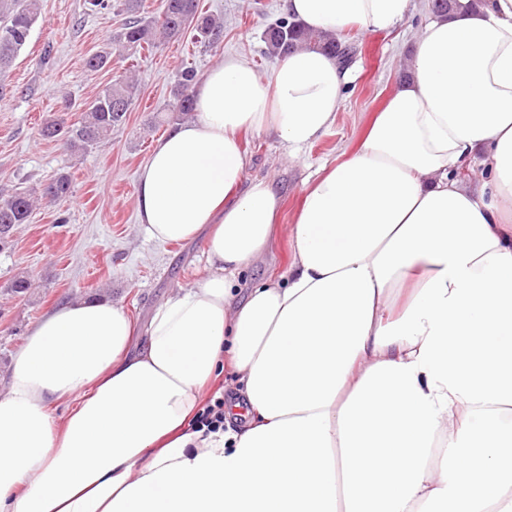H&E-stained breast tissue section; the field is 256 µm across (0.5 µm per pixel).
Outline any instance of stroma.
I'll use <instances>...</instances> for the list:
<instances>
[{
  "instance_id": "35a3bbf8",
  "label": "stroma",
  "mask_w": 512,
  "mask_h": 512,
  "mask_svg": "<svg viewBox=\"0 0 512 512\" xmlns=\"http://www.w3.org/2000/svg\"><path fill=\"white\" fill-rule=\"evenodd\" d=\"M199 9L223 18L218 43L200 45L188 31L158 49L115 58L111 70L93 73L85 62L119 29L116 9L88 14L83 0H40L26 46L0 74V195L40 188L60 174L69 175L73 187L67 201L38 205L0 244V396L9 389L16 351L59 305L109 300L142 333L157 305L206 275L204 237L164 244L149 240L137 221L138 173L168 129L158 116L170 103L182 68L195 67L202 75L221 58L236 55L260 73H271L279 60L268 55L262 32L287 11L284 0H199ZM432 17L430 8L419 4L392 30L351 31L357 53L347 69L336 122L297 156H289L275 136L242 133L245 180L273 181L281 206L266 252L240 271L239 287L287 269L293 256L290 229L306 186L358 144ZM128 67L135 70L137 94L125 123L108 140L75 156L61 142L41 136V126L53 116L76 123L85 104ZM19 277L30 280V288L11 292Z\"/></svg>"
}]
</instances>
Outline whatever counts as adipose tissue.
Wrapping results in <instances>:
<instances>
[{"label":"adipose tissue","instance_id":"obj_1","mask_svg":"<svg viewBox=\"0 0 512 512\" xmlns=\"http://www.w3.org/2000/svg\"><path fill=\"white\" fill-rule=\"evenodd\" d=\"M460 3L305 189L287 270L241 296L281 199L244 181L240 135L300 151L335 123L346 73L304 49L268 76L227 56L197 82L136 210L161 243L209 228L208 273L142 339L105 300L29 332L0 399V512H512V0ZM286 5L339 34L390 30L414 0ZM221 366L224 429L194 430Z\"/></svg>","mask_w":512,"mask_h":512}]
</instances>
